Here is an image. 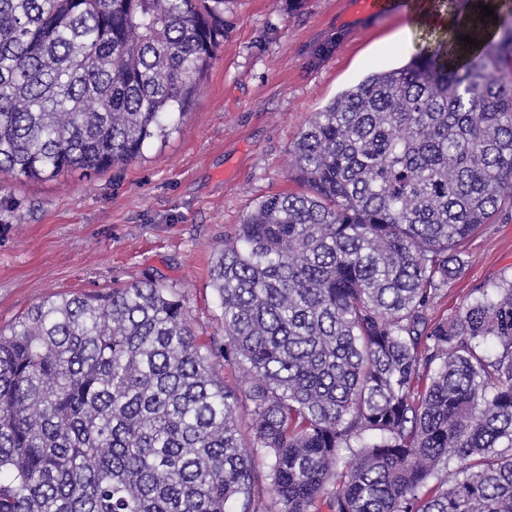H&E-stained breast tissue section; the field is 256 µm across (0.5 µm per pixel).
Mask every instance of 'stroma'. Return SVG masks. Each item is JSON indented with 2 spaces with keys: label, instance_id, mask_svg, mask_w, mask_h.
Listing matches in <instances>:
<instances>
[{
  "label": "stroma",
  "instance_id": "1",
  "mask_svg": "<svg viewBox=\"0 0 512 512\" xmlns=\"http://www.w3.org/2000/svg\"><path fill=\"white\" fill-rule=\"evenodd\" d=\"M348 0H225L224 42L179 132L142 159L0 188V325L61 294L158 276L200 339L222 336L209 269L224 236L264 197L295 190L290 149L313 113L368 73L404 65L435 32L407 13L345 20ZM336 39L329 56L318 46ZM437 306L512 275V204L464 247Z\"/></svg>",
  "mask_w": 512,
  "mask_h": 512
}]
</instances>
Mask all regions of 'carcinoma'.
Here are the masks:
<instances>
[{
    "instance_id": "obj_1",
    "label": "carcinoma",
    "mask_w": 512,
    "mask_h": 512,
    "mask_svg": "<svg viewBox=\"0 0 512 512\" xmlns=\"http://www.w3.org/2000/svg\"><path fill=\"white\" fill-rule=\"evenodd\" d=\"M475 2L449 0L457 50ZM496 16L463 65L439 40L313 113L301 191L259 201L214 259L223 340L160 280L0 328V512H512V277L435 315L512 201V8ZM223 39L224 0H0V176L142 158Z\"/></svg>"
}]
</instances>
